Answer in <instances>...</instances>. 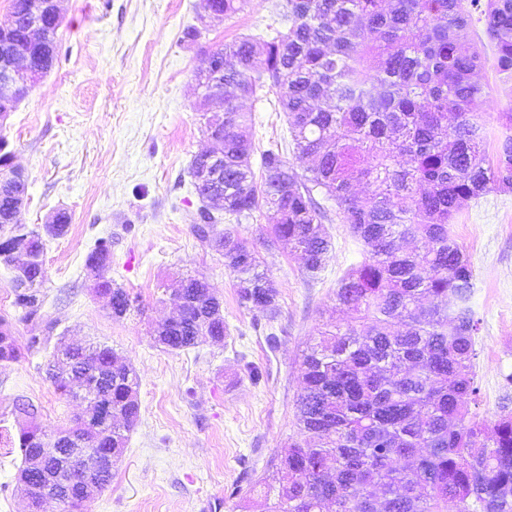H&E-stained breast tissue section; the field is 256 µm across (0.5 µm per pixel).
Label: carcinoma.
<instances>
[{
	"label": "carcinoma",
	"instance_id": "cac0c4a2",
	"mask_svg": "<svg viewBox=\"0 0 512 512\" xmlns=\"http://www.w3.org/2000/svg\"><path fill=\"white\" fill-rule=\"evenodd\" d=\"M484 23L503 84L512 83V0H287L282 21L266 39L242 37L201 53L223 68L217 83L198 85L201 97L224 89V183L196 188L201 202L197 239L224 258L234 275L239 305L280 314L278 291L260 270L256 245L219 231L211 206L224 201L236 222L259 213L270 225L262 242L284 244L302 256L308 275L329 257L323 221L335 213L364 244L336 288V305L350 313L344 325L318 332L302 360L296 400L299 434L281 449L271 473L258 481L262 512H512V412L488 420L471 412L480 389L473 371L479 320L470 305L474 282L469 257L452 225L483 195L512 190V98L490 124L472 110L486 87L473 80L485 62L480 48L458 32ZM276 89L293 151L314 165L298 173L283 153H254L253 116L239 101ZM498 131L495 162L485 146ZM372 187L362 197L357 186ZM8 171L0 163V237L31 241L27 287L11 283L22 320L41 309L46 276L38 277L43 235L66 233L69 216L57 213L43 229L21 223L9 205ZM86 271L112 293V317L134 309L135 299L103 277L112 266V242L99 240L86 255ZM183 317L153 330L155 343L175 352L228 335L209 284L196 276L177 281ZM67 369L51 373L60 395L88 383L84 398L105 394L120 423L87 430L88 442L54 443L38 429V408L22 407L29 425L19 436L18 482L31 501L44 496L63 512H85L76 492L48 485L28 468L42 456L43 471L61 470L59 455L124 451L140 407L128 403L140 380L104 344L65 351ZM21 352L0 319V363ZM102 459L89 476L98 490L112 482Z\"/></svg>",
	"mask_w": 512,
	"mask_h": 512
}]
</instances>
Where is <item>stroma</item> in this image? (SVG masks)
<instances>
[{"instance_id":"1","label":"stroma","mask_w":512,"mask_h":512,"mask_svg":"<svg viewBox=\"0 0 512 512\" xmlns=\"http://www.w3.org/2000/svg\"><path fill=\"white\" fill-rule=\"evenodd\" d=\"M198 0H60L57 60L7 121L13 163L29 179L23 223L42 227L59 210L65 235L47 238L41 319L21 321L11 273L0 267V318L24 354L0 364V512H26L16 482L21 464L17 405L32 402L37 423L57 434L83 404L66 400L47 379L51 349L31 337L54 323V336L74 346L106 344L140 378V416L112 482L88 512H242L256 480L289 438L297 436L295 403L303 354L320 328L345 323L335 292L364 247L347 225L324 222L332 243L324 269L308 277L288 248H263V268L279 292L276 350L265 341L263 313L241 308L224 259L191 227L200 201L190 175L193 157L210 145L197 117L194 68L202 50L276 25L285 0H248L223 22L201 27ZM195 27L196 40L185 33ZM253 113L257 150L282 148L297 170L288 123L274 95L242 103ZM475 273L471 305L480 320L475 363L482 410L512 409V193L472 203L454 226ZM112 242L108 278L136 296L113 319L94 297L84 261L95 241ZM205 278L222 300L229 334L177 352L156 345L151 329L172 318L171 283ZM262 373L249 377L250 367Z\"/></svg>"}]
</instances>
